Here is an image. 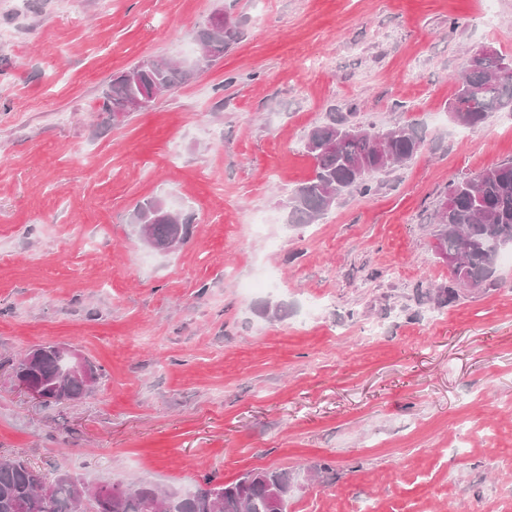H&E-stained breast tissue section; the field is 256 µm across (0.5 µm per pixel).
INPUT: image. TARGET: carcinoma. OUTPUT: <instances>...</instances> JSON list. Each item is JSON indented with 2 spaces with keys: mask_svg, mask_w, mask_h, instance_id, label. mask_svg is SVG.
Wrapping results in <instances>:
<instances>
[{
  "mask_svg": "<svg viewBox=\"0 0 512 512\" xmlns=\"http://www.w3.org/2000/svg\"><path fill=\"white\" fill-rule=\"evenodd\" d=\"M239 36L237 26L215 32L203 25L196 40L214 63ZM190 78L191 72L182 63L140 73L133 66L112 80L103 109H120L155 85L172 91ZM505 109L512 111V55L492 49L471 57L456 78L449 108L452 118L461 126L476 128L492 113ZM346 127L344 120L333 116L307 133L304 147L313 159V168L293 193L288 223L312 224L321 218L330 189L336 190L338 197L352 191L370 194L375 175L409 162L420 147L419 135L409 126L392 127L393 134L382 147L372 139L342 134ZM154 203L153 198L141 202L134 220L151 225L159 241L186 238L190 217L168 208L155 214ZM433 231L439 236L441 250L456 260L450 269L454 281L467 280L479 291L494 287L499 250L512 248V159L451 182L442 205L435 210ZM39 350L42 356L29 375L42 385L43 402L77 400L88 393L82 381L65 378L68 363L54 345H41ZM59 475L58 471L46 474L19 457L0 460V512H287L286 502L275 507L272 491L298 480L288 470L250 471L227 483L206 476L193 490L173 497L164 496L148 483L132 489L113 481L81 502L74 484Z\"/></svg>",
  "mask_w": 512,
  "mask_h": 512,
  "instance_id": "cac0c4a2",
  "label": "carcinoma"
}]
</instances>
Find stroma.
<instances>
[{
  "label": "stroma",
  "instance_id": "35a3bbf8",
  "mask_svg": "<svg viewBox=\"0 0 512 512\" xmlns=\"http://www.w3.org/2000/svg\"><path fill=\"white\" fill-rule=\"evenodd\" d=\"M239 39L119 125L113 77L189 58L214 0H0V458L94 484L329 465L288 512H512V262L450 286L431 217L512 157V112L454 123L452 80L512 54V0H223ZM414 125L418 155L317 223L285 206L329 115ZM160 197L183 245L145 248ZM76 348L90 393L46 404L12 365ZM157 199L155 197L141 202L135 210L134 222L151 224L153 235L159 241L173 237L185 240L189 234L190 217L174 212L168 206L164 212L154 214L153 207Z\"/></svg>",
  "mask_w": 512,
  "mask_h": 512
}]
</instances>
